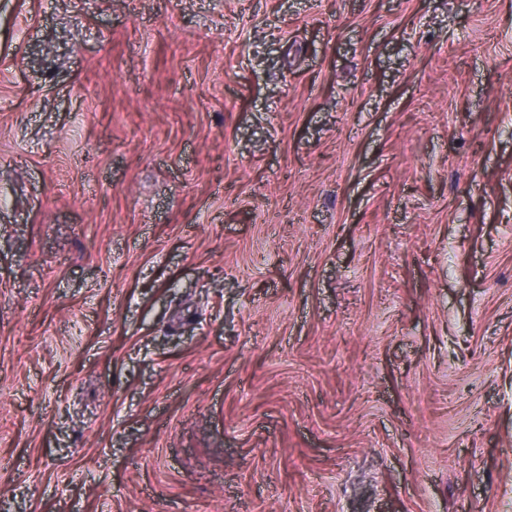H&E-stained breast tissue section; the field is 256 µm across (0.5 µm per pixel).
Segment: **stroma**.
<instances>
[{
  "instance_id": "1",
  "label": "stroma",
  "mask_w": 512,
  "mask_h": 512,
  "mask_svg": "<svg viewBox=\"0 0 512 512\" xmlns=\"http://www.w3.org/2000/svg\"><path fill=\"white\" fill-rule=\"evenodd\" d=\"M0 512H512V0H0Z\"/></svg>"
}]
</instances>
